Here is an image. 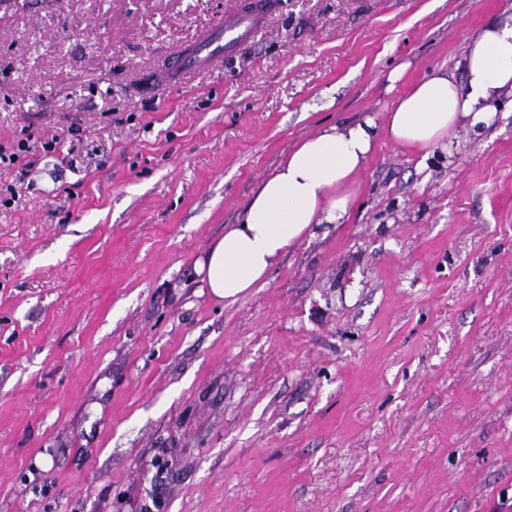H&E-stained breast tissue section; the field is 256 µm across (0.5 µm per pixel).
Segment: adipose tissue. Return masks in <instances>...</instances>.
I'll return each instance as SVG.
<instances>
[{"instance_id": "1", "label": "adipose tissue", "mask_w": 512, "mask_h": 512, "mask_svg": "<svg viewBox=\"0 0 512 512\" xmlns=\"http://www.w3.org/2000/svg\"><path fill=\"white\" fill-rule=\"evenodd\" d=\"M512 97V13L490 19L468 41L454 68H435L400 93L385 114L329 125L304 137L265 177L236 223L225 225L193 263L210 296L235 303L266 280L289 247L318 224L347 219L358 175L378 131L397 145L431 153L448 148L462 127L492 123Z\"/></svg>"}]
</instances>
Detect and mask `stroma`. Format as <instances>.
<instances>
[{"mask_svg": "<svg viewBox=\"0 0 512 512\" xmlns=\"http://www.w3.org/2000/svg\"><path fill=\"white\" fill-rule=\"evenodd\" d=\"M242 2L0 0V512H512V100L453 159L378 136L347 222L236 303L192 271L512 0H276L150 86ZM274 6L273 0L245 1L238 14L224 18L195 45L172 57L156 74L157 86H166L185 72L203 69L221 59L232 57L238 47L263 26Z\"/></svg>", "mask_w": 512, "mask_h": 512, "instance_id": "stroma-1", "label": "stroma"}]
</instances>
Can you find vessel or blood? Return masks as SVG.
<instances>
[{
    "label": "vessel or blood",
    "instance_id": "1",
    "mask_svg": "<svg viewBox=\"0 0 512 512\" xmlns=\"http://www.w3.org/2000/svg\"><path fill=\"white\" fill-rule=\"evenodd\" d=\"M274 0H246L238 14L226 17L215 29L204 34L192 47L177 53L156 75L158 86L178 79L191 70L203 69L232 57L264 24Z\"/></svg>",
    "mask_w": 512,
    "mask_h": 512
}]
</instances>
